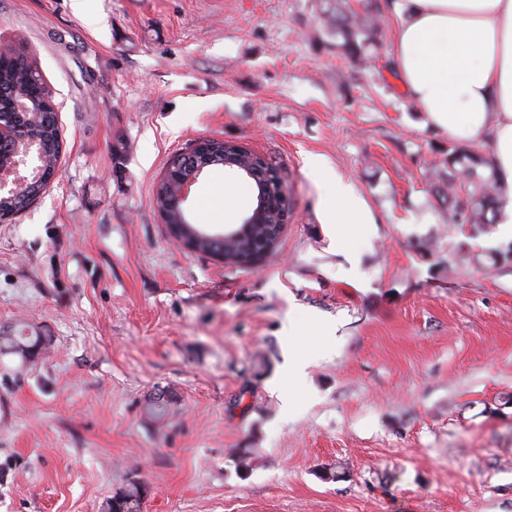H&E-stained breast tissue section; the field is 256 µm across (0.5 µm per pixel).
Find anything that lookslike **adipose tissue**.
Returning <instances> with one entry per match:
<instances>
[{"label":"adipose tissue","mask_w":512,"mask_h":512,"mask_svg":"<svg viewBox=\"0 0 512 512\" xmlns=\"http://www.w3.org/2000/svg\"><path fill=\"white\" fill-rule=\"evenodd\" d=\"M399 14L394 51L405 94L435 131L491 144L503 188L495 221L512 236V0H401ZM306 167L330 184L326 221L346 240L364 204L320 156Z\"/></svg>","instance_id":"adipose-tissue-1"}]
</instances>
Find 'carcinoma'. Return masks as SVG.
Segmentation results:
<instances>
[{"mask_svg": "<svg viewBox=\"0 0 512 512\" xmlns=\"http://www.w3.org/2000/svg\"><path fill=\"white\" fill-rule=\"evenodd\" d=\"M320 14L325 26L340 39V48L352 57L364 56L381 34L376 20L353 14L346 0H321ZM21 97L36 102L39 112L15 115L13 120L30 125L42 145L46 171H54L62 143L57 112L50 107L54 103L51 92L25 53L12 49L0 51V108H8L12 101ZM222 159L223 152L218 148L207 160L185 157L180 165L187 169L204 164L218 167ZM431 187L436 197L448 206V225L456 236L453 251L459 256L469 254L471 241L491 232L501 202L502 188L492 163L478 146H452L448 148V156L433 165ZM269 228L268 224H254L243 238L228 244L222 238L213 237L205 224L180 226L178 231L186 239L195 237V251L232 262L264 248ZM25 331L22 327L15 336H0V350L6 349L24 361L34 358L45 341L40 336H27ZM171 406L170 396L158 389L145 399L144 416L151 422H162L169 416ZM147 495L148 486L144 481L129 478L108 501L107 512H142Z\"/></svg>", "mask_w": 512, "mask_h": 512, "instance_id": "obj_1", "label": "carcinoma"}]
</instances>
